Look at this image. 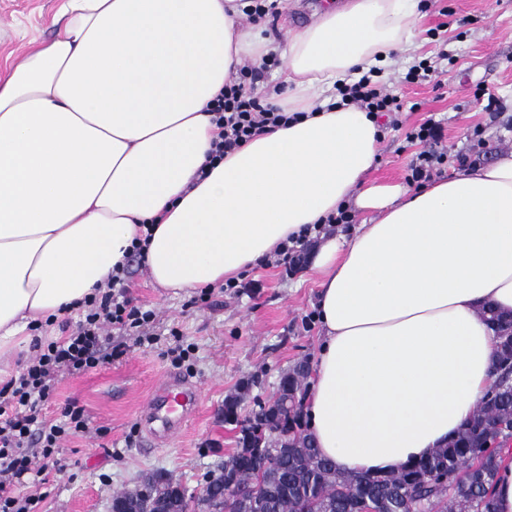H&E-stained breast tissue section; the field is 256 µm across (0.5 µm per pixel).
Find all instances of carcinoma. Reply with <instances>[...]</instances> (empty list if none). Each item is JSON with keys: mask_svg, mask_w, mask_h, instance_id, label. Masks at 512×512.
<instances>
[{"mask_svg": "<svg viewBox=\"0 0 512 512\" xmlns=\"http://www.w3.org/2000/svg\"><path fill=\"white\" fill-rule=\"evenodd\" d=\"M498 335L496 365L500 376L495 393L483 399L470 420L446 448L391 473H338L321 456L304 432L285 437L283 427H301V412L286 414L289 395L303 397L308 362L283 372L274 401L283 423L270 420L263 405L250 412L259 452L235 451L224 460V483L209 484L211 496L192 498L181 488L183 512H359L369 500L376 512H496L490 488L502 448L489 452L482 443L491 426L499 425L502 439L512 437V320L491 314ZM156 489L145 483L136 501L118 493L112 512H153Z\"/></svg>", "mask_w": 512, "mask_h": 512, "instance_id": "obj_1", "label": "carcinoma"}]
</instances>
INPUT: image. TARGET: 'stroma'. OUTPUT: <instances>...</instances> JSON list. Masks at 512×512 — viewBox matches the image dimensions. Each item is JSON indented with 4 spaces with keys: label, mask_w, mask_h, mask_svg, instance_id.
I'll list each match as a JSON object with an SVG mask.
<instances>
[{
    "label": "stroma",
    "mask_w": 512,
    "mask_h": 512,
    "mask_svg": "<svg viewBox=\"0 0 512 512\" xmlns=\"http://www.w3.org/2000/svg\"><path fill=\"white\" fill-rule=\"evenodd\" d=\"M343 2L277 0L265 33L284 44L288 31L303 29L328 6ZM62 3L0 0V78L21 61L32 41L57 35L64 22ZM419 14V48L381 73L404 105L405 126L428 118L439 122L443 145L452 155L472 153L477 141H485L486 163L512 150V0H428ZM424 59L438 61L440 76L405 83L411 62ZM480 87L500 98L501 111H483L474 97ZM418 151L403 132L383 129L369 180L406 182ZM129 271L132 295L156 313L149 329L155 342L132 346L102 369L59 380L47 416L56 417L74 399L85 410L89 430L64 443L60 455L66 472L38 488L39 512H112L115 494L138 487L155 472L199 493L237 446V430L224 421L225 400L239 397V413L248 414L256 402L273 399L284 371L316 358L319 328L303 323L314 312L319 292L311 266L288 276L258 265L240 294L215 292L208 307L192 304V291L155 285L144 263L131 262ZM181 343L196 348L187 377L201 388L199 412L177 437L150 448L139 410L155 383L176 373L167 352Z\"/></svg>",
    "instance_id": "35a3bbf8"
}]
</instances>
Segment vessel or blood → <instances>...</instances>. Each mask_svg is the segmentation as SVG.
I'll list each match as a JSON object with an SVG mask.
<instances>
[{
    "mask_svg": "<svg viewBox=\"0 0 512 512\" xmlns=\"http://www.w3.org/2000/svg\"><path fill=\"white\" fill-rule=\"evenodd\" d=\"M196 384L176 376L165 377L153 390L141 415V425L152 445L167 442L196 413Z\"/></svg>",
    "mask_w": 512,
    "mask_h": 512,
    "instance_id": "b4317fda",
    "label": "vessel or blood"
}]
</instances>
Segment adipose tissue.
Segmentation results:
<instances>
[{
    "instance_id": "1",
    "label": "adipose tissue",
    "mask_w": 512,
    "mask_h": 512,
    "mask_svg": "<svg viewBox=\"0 0 512 512\" xmlns=\"http://www.w3.org/2000/svg\"><path fill=\"white\" fill-rule=\"evenodd\" d=\"M62 15L0 80V383L141 225L155 226L154 282L197 290L345 204L370 218L313 261L307 433L340 472L447 446L495 378L484 308L512 317V150L414 189L373 183L381 121L334 93L413 47L418 0H349L290 36L282 81L302 120L215 164L207 103L244 58L275 49L235 0H66Z\"/></svg>"
}]
</instances>
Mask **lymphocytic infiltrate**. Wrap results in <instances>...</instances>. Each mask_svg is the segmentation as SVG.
<instances>
[{
  "mask_svg": "<svg viewBox=\"0 0 512 512\" xmlns=\"http://www.w3.org/2000/svg\"><path fill=\"white\" fill-rule=\"evenodd\" d=\"M277 63L273 53L259 62L245 60L225 83L223 92L209 104L218 130L212 142V161L222 160L261 133L299 120V113L285 112L281 106L267 102L265 94L257 90L256 73ZM337 92L343 102L368 114L385 113L392 129L404 130L407 142L420 145L416 161L410 166L409 183L430 181L447 163L448 152L441 145L439 124L428 120L404 129L402 105L385 85L372 82L365 75L354 83L338 85ZM354 221L352 207L339 206L324 223L281 244L271 261L284 271H297L307 263L328 226ZM127 273L124 266L113 269L109 280L85 299L82 318L72 325L63 324L62 337L35 341L34 353L18 378L0 386V512H36L39 496L20 495V488L37 483L48 469H61L57 453L63 442L88 430L82 407L73 401L66 403L59 417H47L45 408L59 378L110 365L126 355L127 344L113 342L112 329L134 333L136 345L151 343L146 328L154 322L156 313L131 295L126 285Z\"/></svg>",
  "mask_w": 512,
  "mask_h": 512,
  "instance_id": "f902f5d3",
  "label": "lymphocytic infiltrate"
}]
</instances>
